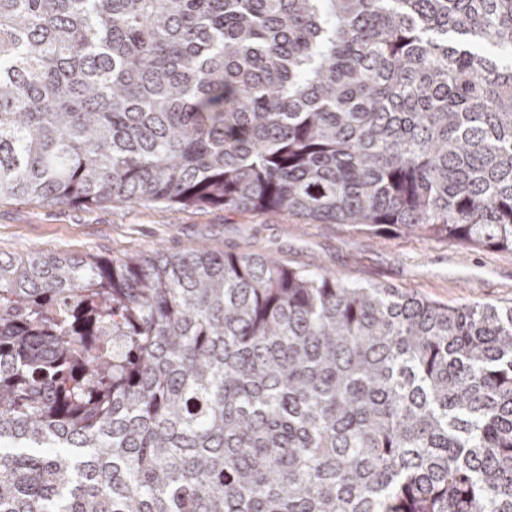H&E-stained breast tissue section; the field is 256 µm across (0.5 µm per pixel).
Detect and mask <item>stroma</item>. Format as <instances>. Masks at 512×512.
I'll return each instance as SVG.
<instances>
[{
    "mask_svg": "<svg viewBox=\"0 0 512 512\" xmlns=\"http://www.w3.org/2000/svg\"><path fill=\"white\" fill-rule=\"evenodd\" d=\"M202 247L272 256L293 268L383 285L450 305H512V253L396 231L378 235L344 224L220 207L172 208L112 203L47 206L0 201V252L124 258L155 248Z\"/></svg>",
    "mask_w": 512,
    "mask_h": 512,
    "instance_id": "stroma-1",
    "label": "stroma"
}]
</instances>
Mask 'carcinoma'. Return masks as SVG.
<instances>
[{
	"label": "carcinoma",
	"instance_id": "carcinoma-1",
	"mask_svg": "<svg viewBox=\"0 0 512 512\" xmlns=\"http://www.w3.org/2000/svg\"><path fill=\"white\" fill-rule=\"evenodd\" d=\"M17 198L512 253V0H0ZM0 512H512V306L0 253Z\"/></svg>",
	"mask_w": 512,
	"mask_h": 512
}]
</instances>
